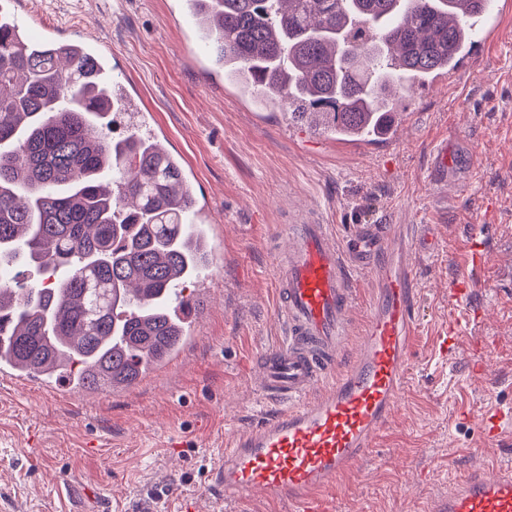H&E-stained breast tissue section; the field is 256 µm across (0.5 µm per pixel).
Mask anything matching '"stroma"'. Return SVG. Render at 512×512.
I'll use <instances>...</instances> for the list:
<instances>
[{
    "instance_id": "35a3bbf8",
    "label": "stroma",
    "mask_w": 512,
    "mask_h": 512,
    "mask_svg": "<svg viewBox=\"0 0 512 512\" xmlns=\"http://www.w3.org/2000/svg\"><path fill=\"white\" fill-rule=\"evenodd\" d=\"M47 39L103 42L146 121L181 160L206 224L209 263L186 294L189 337L132 387L53 396L0 372V512H288L253 498L221 504L208 470L226 437L267 407L254 381L278 346L275 259L286 225L315 216L343 243L356 224L438 227L419 273L417 342L402 402L376 445L342 479L335 512H431L470 467L512 463V426L484 440L491 408H512V0H496L475 64L443 88L410 92L398 141L354 144L316 135L217 74L182 0H10ZM447 140L453 164L434 175ZM484 262L463 302H449L471 239ZM344 371L373 300L370 271L352 273ZM462 322L448 357L432 349ZM482 366L484 377L474 376Z\"/></svg>"
}]
</instances>
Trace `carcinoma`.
<instances>
[{"mask_svg": "<svg viewBox=\"0 0 512 512\" xmlns=\"http://www.w3.org/2000/svg\"><path fill=\"white\" fill-rule=\"evenodd\" d=\"M490 0H185L224 79L337 140L377 139L403 92L457 67ZM0 24V364L116 390L187 339L170 292L208 264L183 166L106 131L112 80L85 50Z\"/></svg>", "mask_w": 512, "mask_h": 512, "instance_id": "obj_1", "label": "carcinoma"}]
</instances>
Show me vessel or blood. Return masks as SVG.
I'll return each instance as SVG.
<instances>
[{"label": "vessel or blood", "instance_id": "1", "mask_svg": "<svg viewBox=\"0 0 512 512\" xmlns=\"http://www.w3.org/2000/svg\"><path fill=\"white\" fill-rule=\"evenodd\" d=\"M286 238L277 257L285 337L266 354L259 381L277 408L225 440L212 481L227 504L258 494L293 512H333L340 481L373 447L402 397L417 303L405 255L432 252L437 231L426 225L406 240L392 224H357L344 249L314 217L291 226ZM354 265L374 276V307L357 352L332 383L349 334ZM436 512H512V464L469 470Z\"/></svg>", "mask_w": 512, "mask_h": 512}]
</instances>
